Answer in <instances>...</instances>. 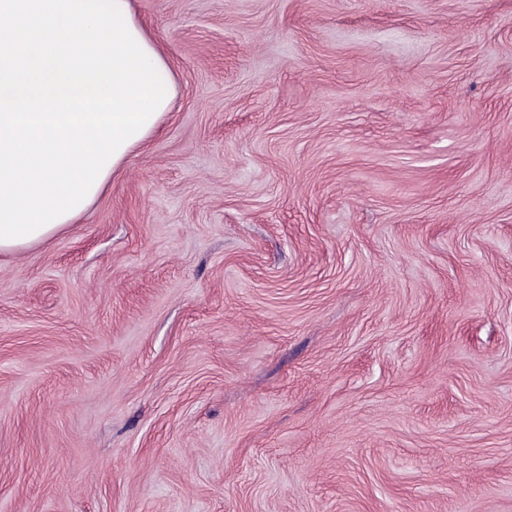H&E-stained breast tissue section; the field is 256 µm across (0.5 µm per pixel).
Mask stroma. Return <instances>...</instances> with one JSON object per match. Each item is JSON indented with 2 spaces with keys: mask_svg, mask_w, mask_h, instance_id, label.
<instances>
[{
  "mask_svg": "<svg viewBox=\"0 0 512 512\" xmlns=\"http://www.w3.org/2000/svg\"><path fill=\"white\" fill-rule=\"evenodd\" d=\"M180 94L0 259V512H512V0H132ZM116 1L120 2L121 6L126 5V9L128 11H130L129 15H131V16L129 17V19L131 20V25L133 23L132 28L135 27V29H133V31H136L137 33H139V36L141 35L140 37H142V39H143L142 45H144V42H145V50L149 47L148 49L150 51H152V56H153V53H155V58L160 59L158 64L159 65L162 64L163 67L165 66L164 74H168V77H170V80H167V84H168V82H171V84L173 83V85H172L173 90L171 88V92H173V94H175L174 95L175 97L172 100H168L170 102L167 104V106L165 104V108L163 111H162V109H160V111H162V113L160 114V116H157L158 119L154 120V122L152 123L153 125L149 128V130L145 134L141 135L142 138H139V140H135V141L132 140L133 143L131 145H127V147H125V151H123V154L121 152V156H119V158L117 160L114 159L115 163L113 162L112 166H109V169L106 171V172H108L107 176L105 177V179L103 181L101 180L102 183H98V184H100V186H97V190H95V195L93 193L94 197L91 198V201H89V203L87 202L85 204L86 205L85 208L82 209L80 211V213L78 211L77 215L74 214V217L67 218L66 221H63L64 219H61L63 221V223L54 224L55 226H52V229H50L48 231H42V234H40L38 237H35L34 240L30 239V242L26 241L23 244L20 243L18 245H16V244L10 245V244H7V242H5L6 246L0 244V256L1 255H10V254L19 252L21 250L30 248L35 245L44 244V243L50 241L53 237L64 232L69 227L70 224H75L74 222L88 211V209L94 204V202L99 198V196L112 183L113 177H115L122 171L128 157H130L131 154H133L135 151L140 149L150 139V137L158 130L160 121L167 114V112L170 111L174 100L178 96V93H179L178 84H177V81L175 80V77L173 76L167 55L160 48L157 41L155 40L153 35L150 33V31L146 28V26L144 25L142 20L139 18V16L133 11V9L131 7L130 0H116ZM129 19H127V20H129Z\"/></svg>",
  "mask_w": 512,
  "mask_h": 512,
  "instance_id": "35a3bbf8",
  "label": "stroma"
}]
</instances>
